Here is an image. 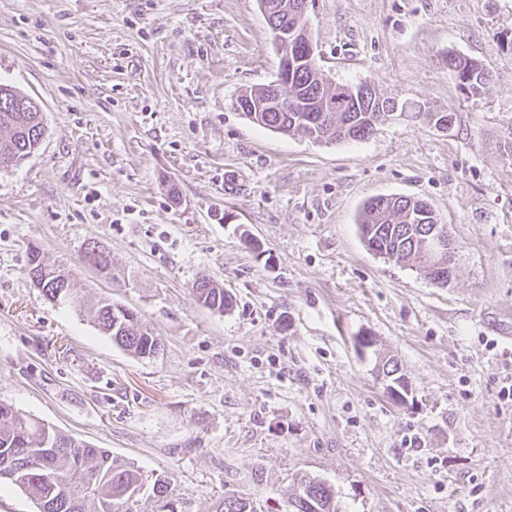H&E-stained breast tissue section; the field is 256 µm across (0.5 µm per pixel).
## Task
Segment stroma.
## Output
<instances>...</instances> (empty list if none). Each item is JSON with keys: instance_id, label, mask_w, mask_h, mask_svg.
Listing matches in <instances>:
<instances>
[{"instance_id": "35a3bbf8", "label": "stroma", "mask_w": 512, "mask_h": 512, "mask_svg": "<svg viewBox=\"0 0 512 512\" xmlns=\"http://www.w3.org/2000/svg\"><path fill=\"white\" fill-rule=\"evenodd\" d=\"M307 16L333 82L409 111L340 143L250 121L236 100L280 60L259 0H0V83L46 129L0 169V401L168 479L133 512L229 496L293 512L307 479L336 512H512V0H309ZM452 53L487 94L457 87ZM393 194L447 224L448 287L362 243L361 205ZM92 238L113 280L84 265ZM33 242L85 310L33 286ZM204 278L224 313L197 301ZM102 297L154 328L156 357L96 329ZM388 358L409 404L385 391ZM448 72L460 89L473 96L486 94L490 90L488 72L472 59L457 54H449ZM193 290L198 302L214 312L224 313L231 304L230 298L224 293V288L210 279L197 282Z\"/></svg>"}]
</instances>
